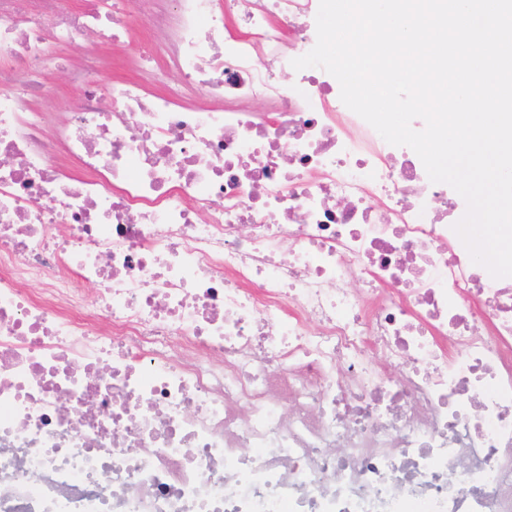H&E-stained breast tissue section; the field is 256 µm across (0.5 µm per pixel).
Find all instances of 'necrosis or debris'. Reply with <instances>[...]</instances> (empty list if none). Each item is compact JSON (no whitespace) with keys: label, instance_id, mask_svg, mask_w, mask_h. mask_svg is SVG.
Here are the masks:
<instances>
[{"label":"necrosis or debris","instance_id":"necrosis-or-debris-1","mask_svg":"<svg viewBox=\"0 0 512 512\" xmlns=\"http://www.w3.org/2000/svg\"><path fill=\"white\" fill-rule=\"evenodd\" d=\"M145 4L176 84L69 98L132 0H0V512H512L463 198L292 67L319 0ZM48 83L55 87L60 94L75 97L79 90L71 83V73L69 69H58L50 67L46 72Z\"/></svg>","mask_w":512,"mask_h":512}]
</instances>
